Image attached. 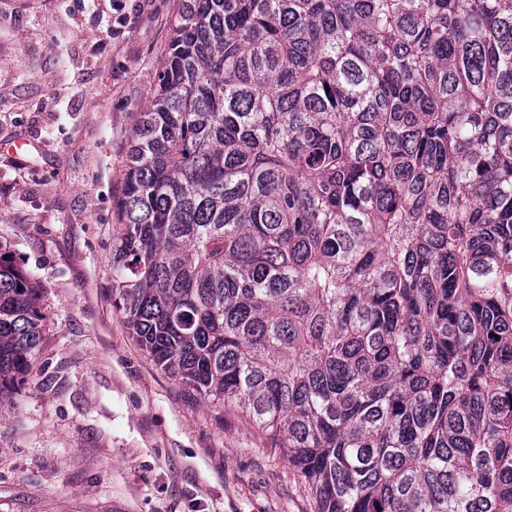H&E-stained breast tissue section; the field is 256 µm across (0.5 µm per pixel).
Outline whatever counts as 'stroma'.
I'll return each instance as SVG.
<instances>
[{"mask_svg": "<svg viewBox=\"0 0 512 512\" xmlns=\"http://www.w3.org/2000/svg\"><path fill=\"white\" fill-rule=\"evenodd\" d=\"M177 0H0V240L48 316L0 403V512H313L287 462L136 344L112 226Z\"/></svg>", "mask_w": 512, "mask_h": 512, "instance_id": "stroma-1", "label": "stroma"}]
</instances>
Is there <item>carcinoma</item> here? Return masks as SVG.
I'll return each mask as SVG.
<instances>
[{
  "label": "carcinoma",
  "mask_w": 512,
  "mask_h": 512,
  "mask_svg": "<svg viewBox=\"0 0 512 512\" xmlns=\"http://www.w3.org/2000/svg\"><path fill=\"white\" fill-rule=\"evenodd\" d=\"M112 296L315 512H512V0H178ZM44 319L0 243V402Z\"/></svg>",
  "instance_id": "carcinoma-1"
}]
</instances>
